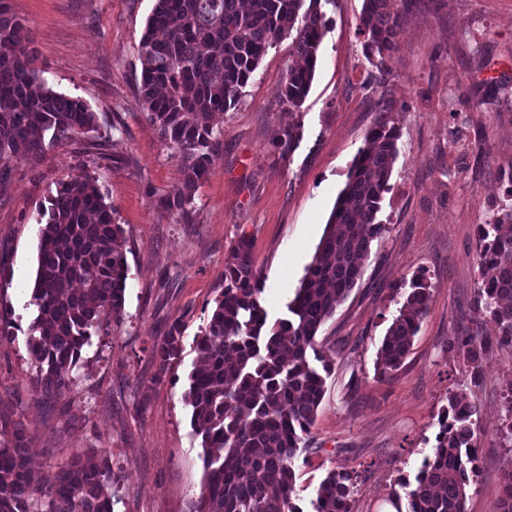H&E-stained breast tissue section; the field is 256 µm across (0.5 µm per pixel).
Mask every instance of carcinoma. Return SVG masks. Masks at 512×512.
<instances>
[{"instance_id":"cac0c4a2","label":"carcinoma","mask_w":512,"mask_h":512,"mask_svg":"<svg viewBox=\"0 0 512 512\" xmlns=\"http://www.w3.org/2000/svg\"><path fill=\"white\" fill-rule=\"evenodd\" d=\"M321 0H157L140 42V92L147 120L178 156L182 181L160 199L184 216L208 174L217 136L210 116L234 107L268 50L291 40L296 64L288 67L280 99L288 122L271 146L282 158L299 138L300 113L314 81L329 19ZM413 0H364L359 31L364 52L377 69L398 48L403 18ZM26 24L0 0V186L3 166L18 154L40 158L46 144L74 140L96 128V114L78 97L47 87L34 67ZM377 118L359 149L327 223V231L287 314L269 322L256 277L251 240L240 237L224 264V290L196 335L204 365L192 370L184 400L201 436L205 491L196 512H301L292 502L294 460L314 424L331 367L316 336L356 286L399 154L393 101L375 105ZM50 139H45V135ZM43 228L32 288L37 315L27 340L34 362L35 401L60 398L71 372L102 322L124 317L129 267L122 226L114 222L95 180L75 177L58 184ZM477 261L482 279L474 312L497 326L496 344L512 348V205L501 204L478 225ZM431 293L416 275L377 352L381 375L407 357ZM184 324L176 319L153 343L163 374L182 353ZM475 385L484 377L490 341L458 336ZM476 409L463 394L448 395L431 454L415 483L397 480L390 492L396 512H466V485L477 470ZM117 484L109 460L76 456L50 475L35 469L25 426L0 420V512H114ZM357 491L348 472L330 471L317 489L315 512H350ZM495 512H512L508 473Z\"/></svg>"}]
</instances>
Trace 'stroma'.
Masks as SVG:
<instances>
[{
	"mask_svg": "<svg viewBox=\"0 0 512 512\" xmlns=\"http://www.w3.org/2000/svg\"><path fill=\"white\" fill-rule=\"evenodd\" d=\"M24 18L49 88L81 98L98 128L14 157L0 189V314L13 323L0 342V414L23 422L30 454L49 471L75 455L109 457L119 476L115 512H196L201 438L184 401L198 360L194 338L224 288V261L239 237L253 243L269 319L284 315L325 233L336 198L376 119L392 99L399 155L361 279L316 342L332 366L306 448L296 459L293 501L315 512L320 482L350 472L351 512H388L399 478L415 480L452 392L478 411V469L467 512H494L512 471L499 437L512 385V350L491 347L472 384L456 336L495 338L473 309L479 278L477 227L504 197L512 171V0H415L399 47L377 70L358 25L363 0H327L330 20L301 137L287 158L271 147L284 122L279 89L290 42L271 48L235 107L215 114L218 143L188 218L159 198L180 182L177 158L144 115L138 92L140 39L155 0H11ZM88 175L124 229L129 266L125 315L93 334L66 394L34 403L27 347L36 315L38 211L58 182ZM431 299L402 367L387 377L377 350L397 313L395 288L417 272ZM183 351L156 377L150 349L174 319Z\"/></svg>",
	"mask_w": 512,
	"mask_h": 512,
	"instance_id": "1",
	"label": "stroma"
}]
</instances>
